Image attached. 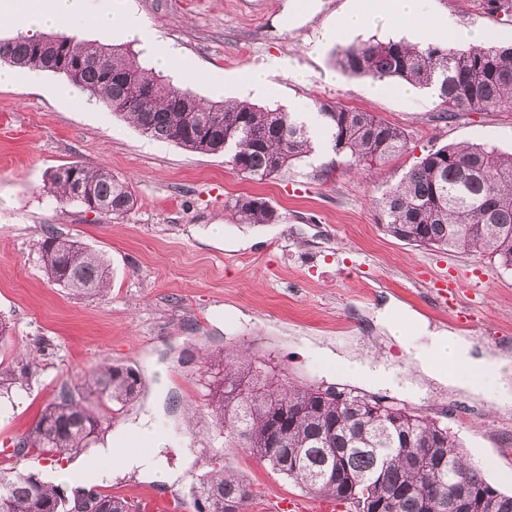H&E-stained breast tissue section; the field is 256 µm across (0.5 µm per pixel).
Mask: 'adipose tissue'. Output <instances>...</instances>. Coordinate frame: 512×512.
I'll return each instance as SVG.
<instances>
[{
	"instance_id": "obj_1",
	"label": "adipose tissue",
	"mask_w": 512,
	"mask_h": 512,
	"mask_svg": "<svg viewBox=\"0 0 512 512\" xmlns=\"http://www.w3.org/2000/svg\"><path fill=\"white\" fill-rule=\"evenodd\" d=\"M414 20L421 28L433 27V16L425 14L421 0H376L371 10L351 8L344 17L346 29L356 31L368 23L386 18ZM92 21L101 31H133L153 49L156 70L169 71L176 61L174 50L157 32L131 13L107 11L87 19L85 0H0V26L9 25L18 32L33 36L45 30L68 33ZM378 321L407 350L414 377H406L395 367L355 359L330 348L322 349L325 360L341 367L354 382L374 384L409 397H419L427 386L461 391L490 401L500 408L512 407V360L484 349L476 350L471 338L446 330L430 329L426 320L397 303L386 304L377 312ZM152 442L149 452L126 449L132 435ZM163 445L150 413H143L112 434V445L103 449L107 462L90 469L87 480L105 483L129 474L145 481L178 486L183 467H171L160 449Z\"/></svg>"
}]
</instances>
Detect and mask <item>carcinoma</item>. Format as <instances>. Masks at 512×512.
Returning <instances> with one entry per match:
<instances>
[{"mask_svg":"<svg viewBox=\"0 0 512 512\" xmlns=\"http://www.w3.org/2000/svg\"><path fill=\"white\" fill-rule=\"evenodd\" d=\"M491 15L512 18V0H480ZM0 38V61L50 73L65 69L70 49L83 61L66 80L87 91L112 113L129 119L146 136L200 153L230 152L244 176L261 180L288 168L314 149L312 132L300 113L247 101L206 103L187 84L174 85L141 67L121 48L89 43L78 32L54 36ZM338 65L374 80H399L431 88L441 101L438 118L461 113L512 112V45L474 46L463 51L403 41H375L341 50ZM129 75L151 103L140 111L127 103ZM203 117L186 125L179 109ZM323 134L348 171L370 172L405 149L398 127L370 112L319 103ZM47 193L56 202H76L105 218L132 210L129 184L103 167L71 162L51 169ZM390 236L415 247L479 252L512 270V154L487 145H444L429 150L376 202ZM233 209L243 224H269L274 213L256 196H241ZM47 278L78 295L105 296L109 261L78 239L47 231L41 246ZM221 367L208 408L216 436L232 440L300 488L346 501L354 512H448L450 484L493 486L465 458L439 421L338 388L279 383L261 364L238 354L209 355ZM140 392L136 373L103 363L76 388H68L43 410L33 430L15 448L37 450L71 461L88 453L112 428L111 404L125 405ZM197 512H245L252 489L216 472L190 487ZM91 512H135L123 497L84 487L46 482L34 473L0 467V512H72L74 501Z\"/></svg>","mask_w":512,"mask_h":512,"instance_id":"obj_1","label":"carcinoma"}]
</instances>
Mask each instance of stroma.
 Instances as JSON below:
<instances>
[{
  "instance_id": "1",
  "label": "stroma",
  "mask_w": 512,
  "mask_h": 512,
  "mask_svg": "<svg viewBox=\"0 0 512 512\" xmlns=\"http://www.w3.org/2000/svg\"><path fill=\"white\" fill-rule=\"evenodd\" d=\"M291 0H89L90 10L119 7L155 28L181 55L204 71L193 84L213 99L209 74L226 78L224 97L242 100L232 82L246 69L282 63L274 97L258 105L292 109L296 103L330 101L375 114L404 131L407 148L378 165L374 175L346 172L341 157L322 147L263 181L244 178L229 155L202 154L147 138L90 96L81 102L59 94L67 81L42 73L0 87V320L10 330L0 341V371L16 375L0 387V459L21 471L52 479L61 464L15 454L43 408L66 387L77 386L106 361L135 370L140 394L113 414L120 427L161 399L157 428L169 466L183 453L193 463L178 488L132 477L101 484L131 501L152 496L178 501L195 512L189 483L224 469L253 492L246 512H261L268 496L301 490L241 448L214 437L206 410L210 377L204 352L244 348L279 379L357 389L390 404L447 422L469 462L501 492L512 493V411L459 393L429 389L419 399L374 385H354L329 368L317 347L352 350L375 362L403 365L404 350L381 333L375 312L396 300L432 326L472 337L512 355V272L480 253L406 245L387 235L375 201L429 149L447 144L492 145L512 153V112L463 114L439 120V100L429 88L402 95L394 82L375 91L366 76L343 72L338 52L367 41L403 40L424 45L416 26L379 20L329 41L325 31L341 14L372 0H306L300 13ZM430 14L459 30L448 48L512 41V22L488 15L477 0H425ZM79 161L107 168L128 181L135 205L105 219L44 190L50 169ZM241 195L265 198L277 219L243 224L232 203ZM224 228L220 240L212 225ZM105 255L111 290L104 297L77 296L42 271L47 229ZM251 246L241 247V238ZM480 271L483 296L469 303L467 318L439 308L435 279L455 271Z\"/></svg>"
}]
</instances>
